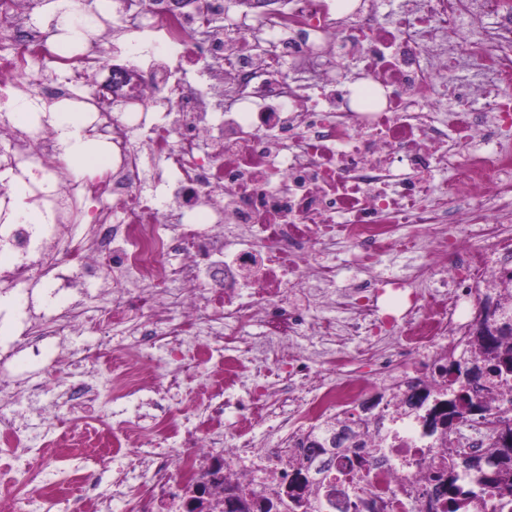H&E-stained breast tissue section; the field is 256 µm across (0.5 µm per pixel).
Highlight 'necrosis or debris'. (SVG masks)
Wrapping results in <instances>:
<instances>
[{"label": "necrosis or debris", "instance_id": "4bbe7bcc", "mask_svg": "<svg viewBox=\"0 0 512 512\" xmlns=\"http://www.w3.org/2000/svg\"><path fill=\"white\" fill-rule=\"evenodd\" d=\"M2 11L13 15L16 47L0 54V87L33 110L69 100L68 86L30 61L79 78L94 67L90 55L49 41L16 0H0ZM147 16L164 47H134L142 75L128 89L147 110L81 105L112 150L97 178L68 176L50 117L21 125L0 110V254L11 256L0 265V306L29 325L52 318L66 348L81 333L82 299L56 315L57 291L38 303L34 289L65 273L110 285L104 329L82 357L87 371L65 388L75 444L94 451L106 439L102 393L118 401L152 386L150 424L119 419L114 442L134 449L151 483L135 491L137 466L128 467L112 482L113 499L127 512H189L182 490L203 485L200 512H224L227 493L257 504L296 472L316 476L320 463L299 448L281 453L275 438L260 453L225 433L223 402H196L200 381L247 388L234 403L246 419L260 399L253 372L265 363L287 425L304 434L371 393L346 373L350 356L330 343L336 332L369 340L366 360L380 380L416 367L434 392L448 351L470 357L482 287L512 267V183L502 178L512 170V15L497 0H403L391 16L380 0L344 11L337 0H287L255 15L234 0H198L192 13L153 7ZM185 56L217 64L219 86L187 85L177 73ZM352 57L378 91L366 105L337 78L340 60ZM469 61L481 81L441 88ZM440 169L447 179L433 181ZM16 177L42 223L17 218ZM101 184L111 205L85 211ZM161 185L171 189L164 212L143 195ZM82 221L88 232L73 241L68 229ZM338 246L358 274L346 317L333 313L335 271L324 260ZM112 325L129 342H114ZM19 350L0 344V446L9 450L43 435L14 411L43 391L6 373ZM105 357L115 361L108 373L98 368ZM392 408L336 458L329 496L306 498L305 512H446L432 476L454 449L481 447L484 428L460 425L447 450ZM364 459L369 467L357 469Z\"/></svg>", "mask_w": 512, "mask_h": 512}]
</instances>
